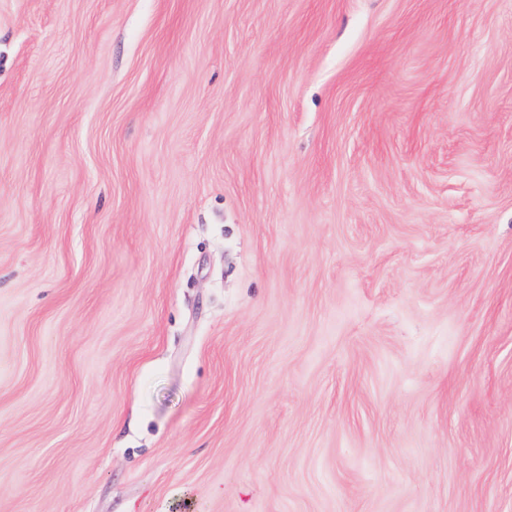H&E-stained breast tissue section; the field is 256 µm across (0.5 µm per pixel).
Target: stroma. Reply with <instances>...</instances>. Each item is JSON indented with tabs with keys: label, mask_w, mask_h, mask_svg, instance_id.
Returning <instances> with one entry per match:
<instances>
[{
	"label": "stroma",
	"mask_w": 512,
	"mask_h": 512,
	"mask_svg": "<svg viewBox=\"0 0 512 512\" xmlns=\"http://www.w3.org/2000/svg\"><path fill=\"white\" fill-rule=\"evenodd\" d=\"M0 512H512V0H0Z\"/></svg>",
	"instance_id": "35a3bbf8"
}]
</instances>
